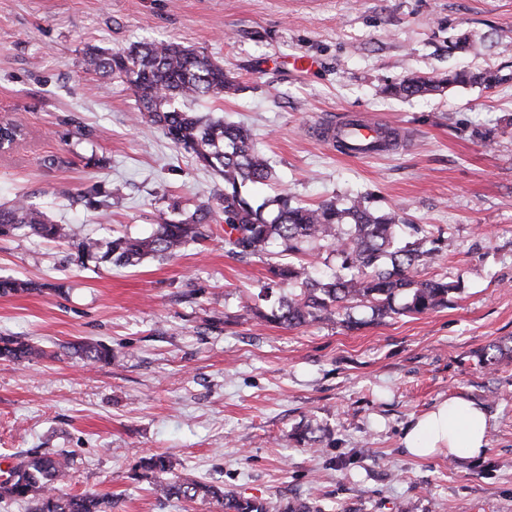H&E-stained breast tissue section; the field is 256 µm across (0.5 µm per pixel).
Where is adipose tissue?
<instances>
[{
    "mask_svg": "<svg viewBox=\"0 0 512 512\" xmlns=\"http://www.w3.org/2000/svg\"><path fill=\"white\" fill-rule=\"evenodd\" d=\"M402 443L415 458L476 457L489 443V417L476 402L451 397L411 420Z\"/></svg>",
    "mask_w": 512,
    "mask_h": 512,
    "instance_id": "ef3b65f1",
    "label": "adipose tissue"
}]
</instances>
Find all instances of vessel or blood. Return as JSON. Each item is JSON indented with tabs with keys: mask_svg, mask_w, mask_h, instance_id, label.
<instances>
[{
	"mask_svg": "<svg viewBox=\"0 0 512 512\" xmlns=\"http://www.w3.org/2000/svg\"><path fill=\"white\" fill-rule=\"evenodd\" d=\"M385 125L367 116L341 115L336 121L324 124L320 134L324 142L344 157L357 158L379 155L400 149L407 134L398 130L384 135Z\"/></svg>",
	"mask_w": 512,
	"mask_h": 512,
	"instance_id": "vessel-or-blood-1",
	"label": "vessel or blood"
}]
</instances>
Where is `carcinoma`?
I'll list each match as a JSON object with an SVG mask.
<instances>
[{"label": "carcinoma", "mask_w": 512, "mask_h": 512, "mask_svg": "<svg viewBox=\"0 0 512 512\" xmlns=\"http://www.w3.org/2000/svg\"><path fill=\"white\" fill-rule=\"evenodd\" d=\"M87 70L117 77L133 90L137 112L133 121L159 126L173 145L195 154L197 160L224 181L216 197L217 209L200 207L178 222H163L149 237L119 235L108 243L105 256L112 263L134 266L150 255H177L190 242L211 237V224L224 216V247L240 259L261 257L276 249L280 260L269 264L267 282L257 298L270 304L250 308L257 318L285 327L333 321L357 303H366L379 317L402 311L424 313L448 304L458 285L447 277H418L419 268L436 262L448 238L420 224H404L398 213L376 212L360 199L347 207L336 200L306 206L287 195L273 199L275 215L266 204L254 205L249 184L264 183L275 175L268 158L257 148L251 130L184 107L202 99L219 101L238 92L239 85L204 52L176 42L133 45L107 54L86 52ZM503 81L495 71L453 72L445 77H410L386 84L381 93L414 97L450 85L477 83L491 88ZM26 228L44 240L62 242L75 235L70 224H55L39 208L24 201L0 204V235ZM325 247L340 259L333 273L316 275L303 259L308 247ZM32 291V284L0 278V295ZM87 364H109L112 351L99 342L71 345ZM45 355L27 341L0 337V361L21 363ZM67 453L34 448L0 475V500L33 503L32 512H112V499L94 493L70 494L61 484L73 466ZM172 461L163 455L141 457L134 476L149 481L152 492L164 499L192 501L215 498L224 512H310L293 501L270 504L221 491L198 480L171 477Z\"/></svg>", "instance_id": "obj_1"}]
</instances>
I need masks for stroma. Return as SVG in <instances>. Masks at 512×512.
<instances>
[{"mask_svg":"<svg viewBox=\"0 0 512 512\" xmlns=\"http://www.w3.org/2000/svg\"><path fill=\"white\" fill-rule=\"evenodd\" d=\"M152 41L195 47L238 81L201 110L250 128L270 159L276 180L249 186L255 202L361 198L444 231L432 271L459 286L447 306L380 318L359 305L296 328L250 318L268 261L227 253L217 224L173 258L78 261L80 241L150 236L223 186L158 126L132 124L127 84L86 69L87 49ZM487 69L502 82L380 92ZM348 111L412 139L339 156L313 131ZM1 116L26 135L0 152V204L24 197L77 236L0 237V276L36 285L0 296V336L44 351L0 361V463L70 453L65 491L111 494L112 512H221L133 478L138 457L160 453L180 478L313 512H512V352L477 364L512 340V0H0ZM91 183L108 205L82 198ZM81 340L109 347L111 364L86 367ZM453 396L487 411L485 452L409 457L411 419Z\"/></svg>","mask_w":512,"mask_h":512,"instance_id":"obj_1","label":"stroma"}]
</instances>
